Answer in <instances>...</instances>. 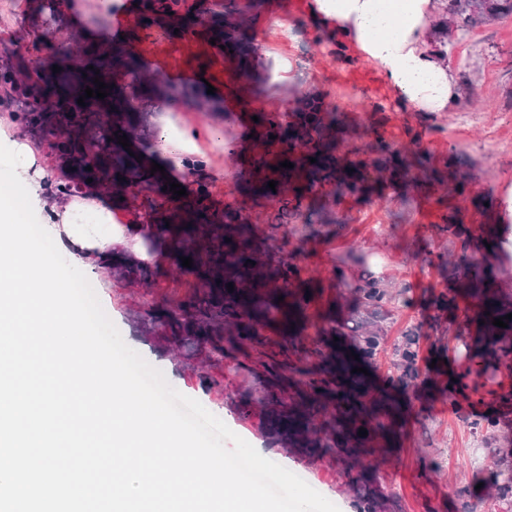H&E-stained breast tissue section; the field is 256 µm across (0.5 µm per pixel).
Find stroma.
<instances>
[{
  "mask_svg": "<svg viewBox=\"0 0 512 512\" xmlns=\"http://www.w3.org/2000/svg\"><path fill=\"white\" fill-rule=\"evenodd\" d=\"M131 2L114 0L111 12L98 14L87 0H63L59 26L36 41L30 31L40 0H0V68L10 67L19 51L35 64L52 60L58 42L78 35L80 26L96 17L100 35H132L133 49L150 74L183 88L210 83L215 100H234L222 126L227 137L239 141V155L228 154L210 137L211 116L186 108L171 118L198 132L197 151L206 162L213 203L242 209L267 236H273L270 223L283 203L251 189L247 159L255 149L243 137L253 113L284 111L314 92L342 122L339 154L370 161L382 144L402 154L407 167L392 180L373 181L363 193L330 200L313 224L273 236V245L300 266L302 278L320 283L312 318L332 309L339 321L353 319L335 270L337 255L351 250L365 257L362 273L402 290L401 299L382 307L378 319L389 341L419 335L418 386L399 450L371 462L396 512H461L477 484L496 470L501 448L512 442V404L498 399L499 393L512 390V372H497L471 399L453 406L445 387L448 373L466 367L458 330L470 302L458 294L455 259L464 254L482 259L475 243L497 226L500 204L512 187V16L449 33L448 60L463 90L450 111L430 113L410 111L356 45L337 44L313 28L304 16L306 0H261L246 21L263 60L279 67L269 86L234 77L223 50L210 44L136 34L121 16ZM453 179L464 183V194L450 190ZM87 279L124 342L161 370L172 387L209 412L221 413L234 433L269 460L304 476L339 512H356L341 464L290 454L265 436L259 413L240 414L243 395L259 391L249 371L256 357L239 354L213 365L210 372L223 387L207 391L188 365L138 336L135 304L173 296L176 287L167 274L157 272L149 288L121 286L99 269ZM490 414L499 420L497 431H476V422Z\"/></svg>",
  "mask_w": 512,
  "mask_h": 512,
  "instance_id": "1",
  "label": "stroma"
}]
</instances>
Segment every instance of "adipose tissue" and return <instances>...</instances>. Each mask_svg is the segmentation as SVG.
<instances>
[{
	"label": "adipose tissue",
	"mask_w": 512,
	"mask_h": 512,
	"mask_svg": "<svg viewBox=\"0 0 512 512\" xmlns=\"http://www.w3.org/2000/svg\"><path fill=\"white\" fill-rule=\"evenodd\" d=\"M308 14L338 43L357 45L414 111L445 112L458 100L448 47L432 35L434 26L445 23L448 0H308ZM196 137L187 126L175 132L160 127L157 163L183 168ZM112 209L111 200L94 191L56 198L45 211V232L71 266L89 268L114 244L141 241L140 225L119 223Z\"/></svg>",
	"instance_id": "adipose-tissue-1"
}]
</instances>
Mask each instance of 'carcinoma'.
Returning <instances> with one entry per match:
<instances>
[{
    "instance_id": "carcinoma-1",
    "label": "carcinoma",
    "mask_w": 512,
    "mask_h": 512,
    "mask_svg": "<svg viewBox=\"0 0 512 512\" xmlns=\"http://www.w3.org/2000/svg\"><path fill=\"white\" fill-rule=\"evenodd\" d=\"M451 17L484 22L512 14V0H450ZM213 0L198 17L181 13L180 0H142L143 26H164L169 35L193 40L211 38L225 46L224 53L236 61L237 73L248 77L265 73L240 19L256 8V0H246L231 9L219 11ZM59 11L58 0H42L41 20L34 27V39L51 34ZM95 56L94 69L76 68L66 59L75 54ZM61 67L57 73L53 66ZM111 86L102 100L77 99L86 88L96 89L94 78ZM155 80L150 78L127 45H114L107 51L65 40L58 45L54 61L31 65L25 54H17L14 66L0 70V91L21 111L13 120L33 134L41 148L65 172L53 182L52 193L74 195L82 192L88 178L112 195L117 207L133 205L147 232L143 244L151 257L167 256L170 267L191 286L183 294L161 303L143 302L133 313L142 335L161 348L175 352L193 367L201 387L216 385L208 371L210 363L222 361L246 349L256 351L264 373L261 395L255 402L240 406L250 414L253 404L261 407L265 432L287 452L310 459L330 458L347 466L349 488L356 512H391L390 499L368 481L369 468L362 461L378 446L397 449L405 410L390 391H407L418 377L419 337L406 335L393 344V371L374 385L366 375L352 369L374 360L385 348L387 335L370 315L396 295L382 281L360 277L351 288L355 309L369 314L352 331L354 353L334 341L343 335L342 325L328 316L314 322L309 308L315 289L301 278V268L286 259L274 260L269 247L254 224L229 204L215 208L203 177V162L187 166L191 178L187 195L175 199L164 189L167 180L151 172L153 134L147 127L140 103L146 99ZM164 95L195 104L210 102L204 94L168 86ZM126 135L130 147L117 143ZM275 138H270V135ZM254 138L263 151L254 156L252 166L261 176V190L273 197L297 172L305 174L302 184L292 188L296 204L292 216H301L306 198L324 195L325 184L334 193L356 194L362 190L368 163L360 158L336 154V115L328 111L324 99L306 94L296 100L290 112L263 116L255 127ZM381 157L373 170L386 171L398 163L396 154L381 145ZM315 158L310 163L309 158ZM288 160L294 168L272 167ZM91 170H86V167ZM278 182L276 190L268 182ZM190 257L193 266H182L180 257ZM360 262L345 253L336 257V280L345 283L346 272ZM95 265L128 285L144 286L155 275L156 262L137 260L125 251L112 250V258L96 259ZM459 269L467 284L465 297L477 302L473 315L466 318L474 331L469 333L479 360V369H466L465 375L492 378L499 367L512 365V320L500 328L492 321L512 313V297H500L486 282L478 264L462 259ZM234 284V291L227 284ZM283 301H278V296ZM267 331L279 340L276 350L265 351ZM312 338L315 360H292L299 345ZM368 435L358 436L360 428ZM503 512H512V465L500 470L499 478L487 495Z\"/></svg>"
}]
</instances>
